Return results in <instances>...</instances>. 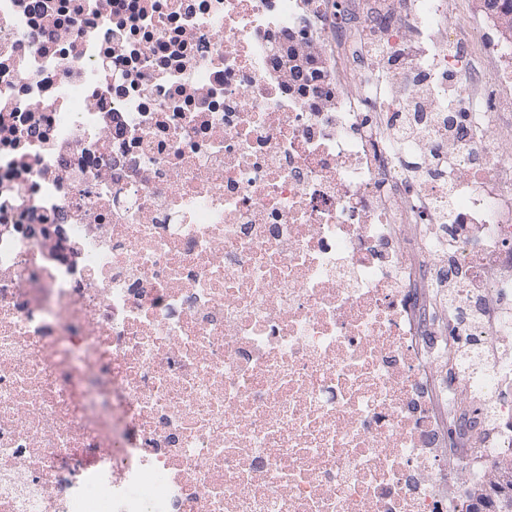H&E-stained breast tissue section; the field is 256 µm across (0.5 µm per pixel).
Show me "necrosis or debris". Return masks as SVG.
I'll use <instances>...</instances> for the list:
<instances>
[{
  "instance_id": "obj_1",
  "label": "necrosis or debris",
  "mask_w": 512,
  "mask_h": 512,
  "mask_svg": "<svg viewBox=\"0 0 512 512\" xmlns=\"http://www.w3.org/2000/svg\"><path fill=\"white\" fill-rule=\"evenodd\" d=\"M483 24L0 0V512H458L512 460V42Z\"/></svg>"
}]
</instances>
